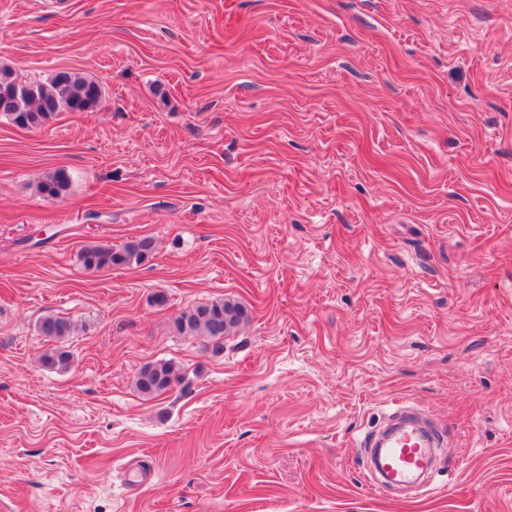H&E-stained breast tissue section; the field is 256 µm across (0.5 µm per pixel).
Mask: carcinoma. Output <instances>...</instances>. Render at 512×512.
Masks as SVG:
<instances>
[{
    "label": "carcinoma",
    "instance_id": "cac0c4a2",
    "mask_svg": "<svg viewBox=\"0 0 512 512\" xmlns=\"http://www.w3.org/2000/svg\"><path fill=\"white\" fill-rule=\"evenodd\" d=\"M103 100L100 83L79 72L60 71L49 81L30 80L20 76L8 65H0V114L21 128L38 129L62 111L85 112ZM68 178L63 172L45 176L37 185L39 193L49 198L64 196ZM155 250L154 239L140 238L120 248L98 243L86 244L79 260L87 269L109 271L113 268L139 264ZM247 319V310L231 299H219L181 312L175 326L185 336H203L219 350L224 337ZM41 335L59 343L46 351L41 362L50 369L66 370L72 364L70 351L61 346L77 332L69 318L46 314L38 322ZM181 381L178 369L170 361H159L143 367L136 375L134 386L139 394L153 398L170 390Z\"/></svg>",
    "mask_w": 512,
    "mask_h": 512
}]
</instances>
